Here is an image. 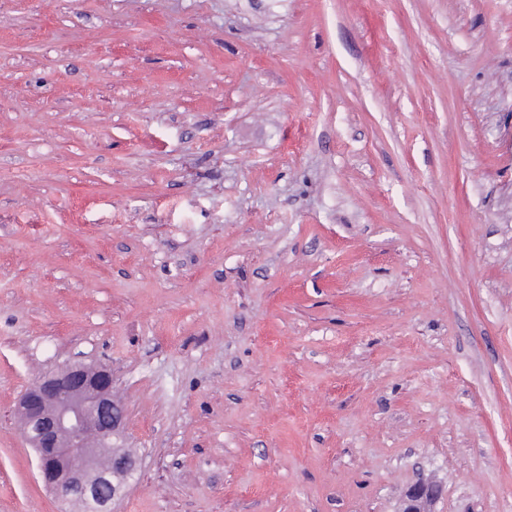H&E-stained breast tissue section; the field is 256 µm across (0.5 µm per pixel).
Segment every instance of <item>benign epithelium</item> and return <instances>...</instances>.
<instances>
[{
    "label": "benign epithelium",
    "mask_w": 512,
    "mask_h": 512,
    "mask_svg": "<svg viewBox=\"0 0 512 512\" xmlns=\"http://www.w3.org/2000/svg\"><path fill=\"white\" fill-rule=\"evenodd\" d=\"M15 415L38 458L45 486L89 512H112V466L136 470L138 458L116 449L125 433L112 367L74 362L45 372L18 399ZM437 493L420 481L399 512H416L419 499Z\"/></svg>",
    "instance_id": "benign-epithelium-1"
}]
</instances>
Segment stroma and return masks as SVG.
Here are the masks:
<instances>
[{
  "mask_svg": "<svg viewBox=\"0 0 512 512\" xmlns=\"http://www.w3.org/2000/svg\"><path fill=\"white\" fill-rule=\"evenodd\" d=\"M76 359L112 512H512V0H0V512ZM428 486L426 481H420L414 484L402 499L399 512H419L416 511V503L420 499L431 502L435 501L438 495L434 490L429 489Z\"/></svg>",
  "mask_w": 512,
  "mask_h": 512,
  "instance_id": "obj_1",
  "label": "stroma"
}]
</instances>
